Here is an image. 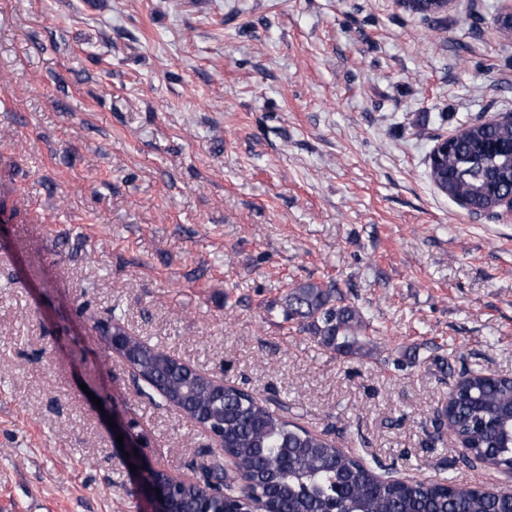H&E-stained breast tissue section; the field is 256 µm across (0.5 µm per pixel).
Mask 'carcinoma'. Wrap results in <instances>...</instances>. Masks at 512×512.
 Segmentation results:
<instances>
[{"mask_svg": "<svg viewBox=\"0 0 512 512\" xmlns=\"http://www.w3.org/2000/svg\"><path fill=\"white\" fill-rule=\"evenodd\" d=\"M432 183L448 198L491 212L512 194V123L492 120L461 129L448 154L429 167ZM286 317L299 321L318 345L346 357L370 353L367 323L353 306H339L332 291L297 283L283 302ZM122 348L135 376L157 390L166 404L224 434L211 448L209 478L187 476L170 488L166 474L153 483L181 512H512V490L479 489L452 479L385 480L361 459L343 453L325 434H314L244 389L215 388L165 350L128 337ZM443 425L464 442L471 462L512 470V379L480 368L458 374ZM235 470L224 469V458Z\"/></svg>", "mask_w": 512, "mask_h": 512, "instance_id": "carcinoma-1", "label": "carcinoma"}]
</instances>
